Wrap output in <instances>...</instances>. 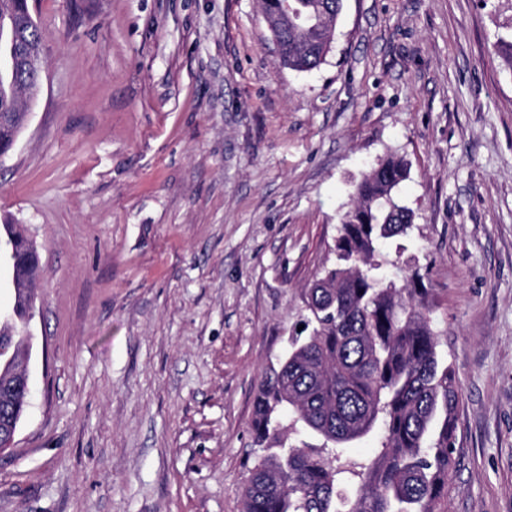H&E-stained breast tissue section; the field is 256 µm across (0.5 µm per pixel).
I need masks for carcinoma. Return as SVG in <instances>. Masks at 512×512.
Listing matches in <instances>:
<instances>
[{
    "label": "carcinoma",
    "mask_w": 512,
    "mask_h": 512,
    "mask_svg": "<svg viewBox=\"0 0 512 512\" xmlns=\"http://www.w3.org/2000/svg\"><path fill=\"white\" fill-rule=\"evenodd\" d=\"M288 2L300 25L283 34L280 61L297 71L318 67L343 0H261L273 16ZM25 0H0V27H19L41 51L38 26L25 19ZM32 86L31 71L0 78V106L14 90ZM14 112L0 126V153L22 127ZM408 164L389 154L358 182L355 201L339 224L336 262L308 289L309 334L292 343L279 367L265 376L254 400L251 431L261 456L243 490L244 512H337L336 489L356 482L347 512H447L457 452L455 376L440 355L439 333L418 271L403 285L387 279L382 241L408 234L414 213L393 190ZM0 261L14 273L15 312L0 320V424L14 409L5 388L26 348L32 285L39 255L19 225H0ZM379 432L374 455L347 468L337 464L353 442Z\"/></svg>",
    "instance_id": "obj_1"
}]
</instances>
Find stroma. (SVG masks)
<instances>
[{
	"mask_svg": "<svg viewBox=\"0 0 512 512\" xmlns=\"http://www.w3.org/2000/svg\"><path fill=\"white\" fill-rule=\"evenodd\" d=\"M46 71L0 158L42 274L0 512H243L266 372L394 152L459 393L449 512H512V0H343L323 63L259 0H30Z\"/></svg>",
	"mask_w": 512,
	"mask_h": 512,
	"instance_id": "1",
	"label": "stroma"
}]
</instances>
